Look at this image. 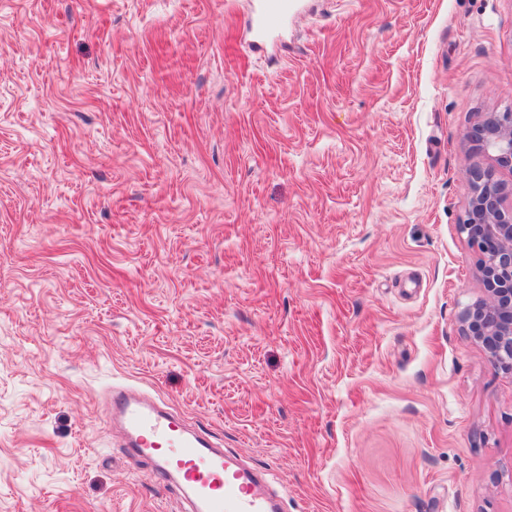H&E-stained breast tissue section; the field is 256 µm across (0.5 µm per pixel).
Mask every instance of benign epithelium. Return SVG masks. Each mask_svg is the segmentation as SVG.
I'll return each mask as SVG.
<instances>
[{"label":"benign epithelium","instance_id":"benign-epithelium-1","mask_svg":"<svg viewBox=\"0 0 512 512\" xmlns=\"http://www.w3.org/2000/svg\"><path fill=\"white\" fill-rule=\"evenodd\" d=\"M466 138L488 164L465 175L467 204L459 228L477 257L483 295L460 315L463 332L499 369L512 373V112H484Z\"/></svg>","mask_w":512,"mask_h":512}]
</instances>
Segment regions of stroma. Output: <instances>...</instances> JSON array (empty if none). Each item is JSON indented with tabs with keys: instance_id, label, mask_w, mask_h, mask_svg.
<instances>
[{
	"instance_id": "stroma-1",
	"label": "stroma",
	"mask_w": 512,
	"mask_h": 512,
	"mask_svg": "<svg viewBox=\"0 0 512 512\" xmlns=\"http://www.w3.org/2000/svg\"><path fill=\"white\" fill-rule=\"evenodd\" d=\"M300 2L0 0V512H186L116 386L281 512H512L459 229L512 0ZM295 8L294 0H258L253 26L258 32H271L282 26Z\"/></svg>"
}]
</instances>
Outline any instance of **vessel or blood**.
<instances>
[{
  "label": "vessel or blood",
  "instance_id": "vessel-or-blood-1",
  "mask_svg": "<svg viewBox=\"0 0 512 512\" xmlns=\"http://www.w3.org/2000/svg\"><path fill=\"white\" fill-rule=\"evenodd\" d=\"M294 7L295 0H257L255 30H277ZM110 403L130 455L150 459L160 482H177L189 512H276L275 502L251 469L211 448L141 393L115 390Z\"/></svg>",
  "mask_w": 512,
  "mask_h": 512
}]
</instances>
